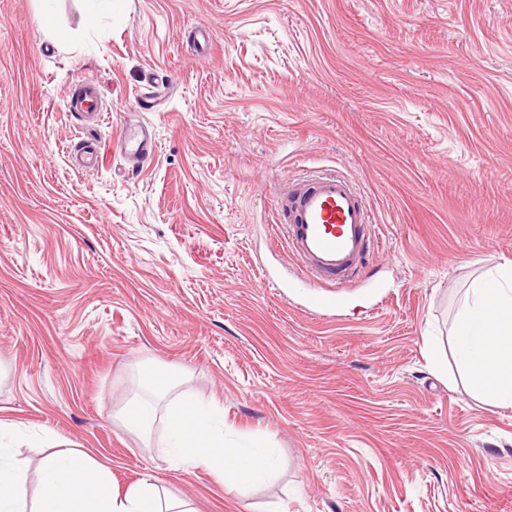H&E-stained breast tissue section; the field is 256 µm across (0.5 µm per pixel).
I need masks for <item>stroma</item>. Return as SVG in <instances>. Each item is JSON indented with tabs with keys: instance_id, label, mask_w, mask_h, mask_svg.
Masks as SVG:
<instances>
[{
	"instance_id": "1",
	"label": "stroma",
	"mask_w": 512,
	"mask_h": 512,
	"mask_svg": "<svg viewBox=\"0 0 512 512\" xmlns=\"http://www.w3.org/2000/svg\"><path fill=\"white\" fill-rule=\"evenodd\" d=\"M0 0V421L27 467L88 455L194 512H512V409L437 374L456 306L512 261V0ZM212 33L199 53L192 36ZM94 80L85 125L67 90ZM162 92L160 110L147 92ZM153 127L139 167L78 170L127 114ZM336 169L388 249L330 309L262 267L284 178ZM213 405L229 440L274 449L240 493L186 473L115 413L143 375Z\"/></svg>"
}]
</instances>
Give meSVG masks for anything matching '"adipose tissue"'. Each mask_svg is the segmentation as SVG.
Listing matches in <instances>:
<instances>
[{"mask_svg": "<svg viewBox=\"0 0 512 512\" xmlns=\"http://www.w3.org/2000/svg\"><path fill=\"white\" fill-rule=\"evenodd\" d=\"M449 339L472 393L498 408H512V262L482 270L473 278L452 320ZM170 384L162 372L142 380V393L123 408L124 428L150 439L164 425L167 451L183 470L207 466L225 486L244 492L272 479L278 460L272 449L226 442L205 405L182 400L160 408ZM0 422V512H26L28 473L6 440ZM42 493L35 512H192L189 504L166 498L143 482L125 496L112 491L107 469L90 466L69 451L46 459L37 475Z\"/></svg>", "mask_w": 512, "mask_h": 512, "instance_id": "ef3b65f1", "label": "adipose tissue"}]
</instances>
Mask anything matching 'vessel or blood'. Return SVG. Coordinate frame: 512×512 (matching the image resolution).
Wrapping results in <instances>:
<instances>
[{
    "label": "vessel or blood",
    "instance_id": "obj_1",
    "mask_svg": "<svg viewBox=\"0 0 512 512\" xmlns=\"http://www.w3.org/2000/svg\"><path fill=\"white\" fill-rule=\"evenodd\" d=\"M70 112L93 116L101 110L96 83L83 82L68 98ZM119 154L143 161L154 150L153 133L144 123H124L117 137ZM274 231L290 263L289 287L315 288L322 307L326 291L356 281L381 243L373 230L374 215L358 185L346 175L316 171L286 179L278 194Z\"/></svg>",
    "mask_w": 512,
    "mask_h": 512
}]
</instances>
